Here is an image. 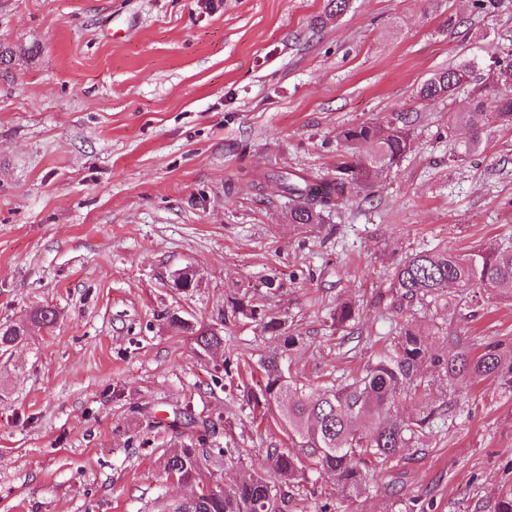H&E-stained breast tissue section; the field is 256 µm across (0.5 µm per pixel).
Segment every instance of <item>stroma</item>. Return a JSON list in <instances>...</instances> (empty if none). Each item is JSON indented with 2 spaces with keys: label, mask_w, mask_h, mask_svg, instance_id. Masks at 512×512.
I'll return each instance as SVG.
<instances>
[{
  "label": "stroma",
  "mask_w": 512,
  "mask_h": 512,
  "mask_svg": "<svg viewBox=\"0 0 512 512\" xmlns=\"http://www.w3.org/2000/svg\"><path fill=\"white\" fill-rule=\"evenodd\" d=\"M0 0V323L35 305L58 312L0 360V512H155L190 496L164 452L190 407L231 446L223 483L261 467L267 448L242 388L217 385L223 354L198 351L167 312L221 325L246 364L277 339L221 321L224 300L266 276L267 302L304 338L290 372L312 384L360 373L407 322L512 356V303L449 315L400 309L395 264L421 247L512 240V128L448 160L454 99L423 101L432 73L466 58H512V0ZM456 28L444 29L448 16ZM391 112L414 120L415 148L322 224H292L271 171L322 177L338 132ZM199 285L172 286L175 270ZM361 306L354 339L331 324ZM419 444L377 469L367 496L343 498L307 465L278 480L283 512H494L512 487V390L479 377L466 393L431 365Z\"/></svg>",
  "instance_id": "obj_1"
}]
</instances>
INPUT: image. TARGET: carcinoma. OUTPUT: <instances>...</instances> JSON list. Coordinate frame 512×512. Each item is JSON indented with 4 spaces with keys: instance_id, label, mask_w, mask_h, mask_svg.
<instances>
[{
    "instance_id": "1",
    "label": "carcinoma",
    "mask_w": 512,
    "mask_h": 512,
    "mask_svg": "<svg viewBox=\"0 0 512 512\" xmlns=\"http://www.w3.org/2000/svg\"><path fill=\"white\" fill-rule=\"evenodd\" d=\"M351 0H329L323 15L316 19L322 26L349 8ZM482 62L472 58L450 66L426 79L417 96L425 101L453 98L465 90L467 96L448 120V141L452 144L449 161L459 163L483 146L482 131L488 124L512 128V96L498 94L500 86L512 84V61L498 59L486 68L480 82L473 83V72ZM469 130L465 141H458L456 129ZM339 140L345 154L330 178L310 180L305 176L273 173L290 207L291 224H319L353 194L373 185L386 171L411 151L414 138L411 121L404 113L383 116L369 123L341 130ZM390 287L400 301L411 309L446 306L455 313L467 299L483 295L488 300H512V246H481L465 251L448 248H421L407 254L394 267ZM284 283L266 277L239 288L226 299L224 316L245 320L262 332L278 338L280 348L259 361L260 379L247 388L251 413L265 417L276 409L274 422L291 448L276 442L267 446L262 469L232 485L215 482L217 491L199 492L193 499L165 503L161 512H282L275 479H293L314 462L336 476L337 492L342 497H359L369 485L367 469L376 470L403 448H411L430 426L433 414L405 420L398 415L402 400L419 396L418 371L430 361L457 391L468 386L475 375L493 376L512 387V358H505L497 345H487L476 353L459 336H449L455 350H436L429 337L403 323L395 329L384 353L361 373L340 383L308 390L283 366L284 357L303 342L300 332L288 325V319L268 312L266 300L277 294ZM359 307L340 302L332 314L334 324L346 328L357 320ZM57 320L55 308L35 307L27 325L0 324V353L27 340L32 332L51 327ZM173 329L194 336L203 351L224 347V336L212 328L198 327L176 313L168 315ZM176 419L191 433L165 451L164 470L179 481L206 486L203 473L210 467H224L231 452L212 440L214 426L196 425L190 406L175 413Z\"/></svg>"
}]
</instances>
